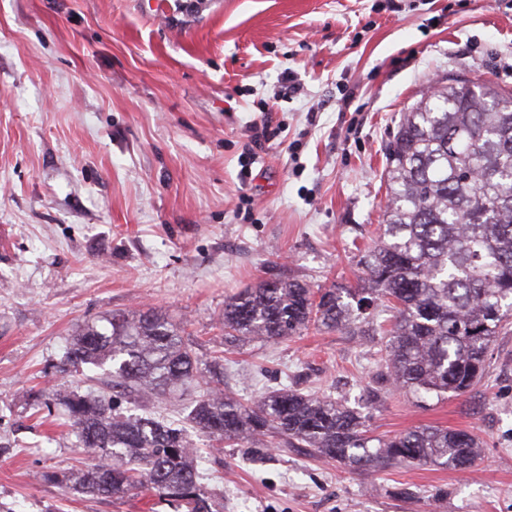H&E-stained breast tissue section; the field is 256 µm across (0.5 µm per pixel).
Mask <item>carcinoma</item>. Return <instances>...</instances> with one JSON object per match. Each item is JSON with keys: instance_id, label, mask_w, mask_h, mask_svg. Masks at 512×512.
<instances>
[{"instance_id": "1", "label": "carcinoma", "mask_w": 512, "mask_h": 512, "mask_svg": "<svg viewBox=\"0 0 512 512\" xmlns=\"http://www.w3.org/2000/svg\"><path fill=\"white\" fill-rule=\"evenodd\" d=\"M384 224L362 259L366 287L259 281L224 301L225 338L280 341L310 326L384 340L388 383L420 395L466 394L489 349L512 325V95L490 82L465 94L450 82L402 114L386 153ZM390 316L379 319V306ZM103 370L100 388L60 398L79 447L95 463L43 479L122 498L141 489L185 512H213L198 482L187 427L228 444L270 437L351 469L423 464L463 470L480 454L466 431L427 426L391 438L365 430L345 402L273 391L251 404L224 393V373L200 366L184 326L155 310L113 312L72 334L61 372ZM194 384L180 425L142 410Z\"/></svg>"}]
</instances>
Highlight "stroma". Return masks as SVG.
I'll return each instance as SVG.
<instances>
[{
  "instance_id": "obj_1",
  "label": "stroma",
  "mask_w": 512,
  "mask_h": 512,
  "mask_svg": "<svg viewBox=\"0 0 512 512\" xmlns=\"http://www.w3.org/2000/svg\"><path fill=\"white\" fill-rule=\"evenodd\" d=\"M512 92V0H0V512H173L136 491L44 480L89 454L35 394L86 390L57 366L74 329L154 307L244 402L283 387L342 399L370 434L477 435L461 472L353 470L248 441L200 483L224 512H512V331L462 396L391 389L382 346L312 328L226 343V298L276 275L359 287L385 147L436 83Z\"/></svg>"
}]
</instances>
